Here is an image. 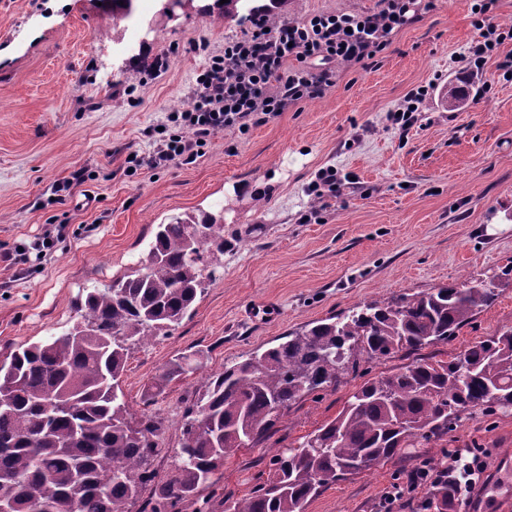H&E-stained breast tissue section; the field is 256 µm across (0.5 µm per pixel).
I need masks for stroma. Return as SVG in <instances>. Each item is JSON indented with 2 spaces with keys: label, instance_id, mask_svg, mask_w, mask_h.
<instances>
[{
  "label": "stroma",
  "instance_id": "1",
  "mask_svg": "<svg viewBox=\"0 0 512 512\" xmlns=\"http://www.w3.org/2000/svg\"><path fill=\"white\" fill-rule=\"evenodd\" d=\"M386 0H287L285 19L374 14ZM473 0H435L369 60L336 64L324 96L292 105L247 132L216 134L189 164L128 174L131 154L153 150L169 111L188 108L204 62L194 47L223 52L251 20L216 21L192 5L168 18L161 0H135L128 19H103L96 0H0V359L59 336L78 321L86 288L130 273L157 227L198 210L223 211L217 277L170 336L132 346L120 379L141 414L143 396L175 358L199 368L172 381L148 407L166 428L153 467L166 476L179 447L184 408L206 375L282 342L308 324L399 293L491 278L512 262V82L497 61L480 72L460 57L476 35ZM207 52V53H208ZM167 66L151 72L155 58ZM469 87L448 110V83ZM431 85L407 134L389 112ZM352 176L337 197L310 188L318 170ZM85 183L61 195L74 172ZM59 233L41 261H16L19 244ZM512 327V285L448 342L413 355L361 362L343 383L294 405L256 447L230 450L219 485L237 499L268 476L273 457L334 420L367 379L437 360ZM452 448L478 454L482 483L458 512H512V409L461 414ZM438 449L399 452L369 471L328 484L305 512H379L394 473L441 463Z\"/></svg>",
  "mask_w": 512,
  "mask_h": 512
}]
</instances>
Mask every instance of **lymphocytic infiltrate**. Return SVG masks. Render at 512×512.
Masks as SVG:
<instances>
[{"label": "lymphocytic infiltrate", "mask_w": 512, "mask_h": 512, "mask_svg": "<svg viewBox=\"0 0 512 512\" xmlns=\"http://www.w3.org/2000/svg\"><path fill=\"white\" fill-rule=\"evenodd\" d=\"M415 4L387 0L377 14H320L271 31L254 21L252 32L225 43L223 54L207 57L195 79L192 106L167 115L168 122L179 123V132L161 137L153 152L134 155V169L191 163L218 132L248 131L289 105L323 96L335 84L334 65L383 51L388 35L409 22ZM496 6L497 0H477L474 6L478 36L463 58L478 69L499 45L512 41L511 27L491 22Z\"/></svg>", "instance_id": "1"}]
</instances>
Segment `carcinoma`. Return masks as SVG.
<instances>
[{
    "instance_id": "1",
    "label": "carcinoma",
    "mask_w": 512,
    "mask_h": 512,
    "mask_svg": "<svg viewBox=\"0 0 512 512\" xmlns=\"http://www.w3.org/2000/svg\"><path fill=\"white\" fill-rule=\"evenodd\" d=\"M104 12L130 18L134 0H109ZM443 99L459 108L467 95L448 84ZM223 216L202 211L160 224L145 264L103 288L85 289L83 322L59 337L18 348L0 360V505L6 512H129L150 491L149 512H304L308 499L417 444L448 445L461 414L512 407V330L487 337L448 360L415 359L365 381L333 421L272 460L274 476L228 501L216 475L230 448L254 447L305 397L336 385L362 360L446 342L512 281H466L356 306L288 340L253 352L205 378L180 422V447L165 479L152 469L164 420L133 418L120 397L130 346L167 336L206 280L207 259L224 253ZM190 370L171 361L158 391ZM461 492L439 479L427 512H453Z\"/></svg>"
}]
</instances>
